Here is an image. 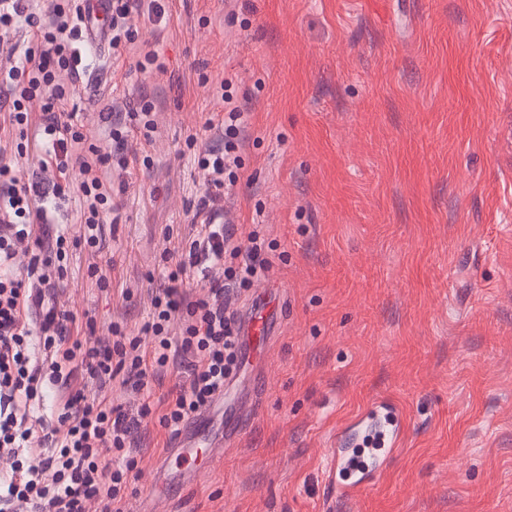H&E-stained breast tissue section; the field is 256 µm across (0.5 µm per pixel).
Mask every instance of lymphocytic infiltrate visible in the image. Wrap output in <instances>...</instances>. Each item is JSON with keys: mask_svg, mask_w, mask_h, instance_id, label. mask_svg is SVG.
Returning <instances> with one entry per match:
<instances>
[{"mask_svg": "<svg viewBox=\"0 0 512 512\" xmlns=\"http://www.w3.org/2000/svg\"><path fill=\"white\" fill-rule=\"evenodd\" d=\"M81 12L75 0H46L37 11L29 0H0V127H31L26 104L42 100L48 137L43 167L55 174L50 184L26 181L16 165L0 162V452L16 459L8 479L0 482V512H14L19 503L28 512H85L90 501L98 502L102 512H124L128 475L136 466L132 430L155 421L179 434L191 416L223 395L239 351L237 316L224 297L267 268L258 235L242 242L227 226L196 225L188 249L164 256L167 285L142 327L154 338L148 350L139 337L122 331L111 345H87L70 312L46 305V293L54 288L66 256V234L52 219L58 200L65 197L63 181L74 171L82 177L79 239L94 253L100 249L111 197L105 178L111 155L86 143L76 113L64 109L70 91L61 77L78 75L82 65L86 29ZM20 22L33 34L22 51L10 39ZM250 121V112L228 95L223 115L205 122L206 128L224 132L223 148L198 158L215 189L208 207H217L225 172L239 164L237 139ZM26 242L35 253L19 273L14 259ZM199 276L207 280V291H189ZM176 313L184 316L185 327L174 339L168 323ZM174 364L187 370L188 383L154 398L153 384ZM81 376L102 387L117 381L143 392L137 414L129 415L104 394L90 397L74 388ZM49 385L67 390L53 430L30 416L31 403L41 401ZM40 430L53 452L38 463H26L27 442Z\"/></svg>", "mask_w": 512, "mask_h": 512, "instance_id": "f902f5d3", "label": "lymphocytic infiltrate"}]
</instances>
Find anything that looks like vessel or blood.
Masks as SVG:
<instances>
[{
  "instance_id": "b4317fda",
  "label": "vessel or blood",
  "mask_w": 512,
  "mask_h": 512,
  "mask_svg": "<svg viewBox=\"0 0 512 512\" xmlns=\"http://www.w3.org/2000/svg\"><path fill=\"white\" fill-rule=\"evenodd\" d=\"M86 4L89 42L104 44L108 34L102 20L110 13V0H86ZM404 436L402 413L383 417L373 407L355 418L348 429L337 431L334 441L338 449L325 471L331 499L349 502L378 479L402 446Z\"/></svg>"
}]
</instances>
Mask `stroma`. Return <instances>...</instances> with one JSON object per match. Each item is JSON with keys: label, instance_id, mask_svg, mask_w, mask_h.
Here are the masks:
<instances>
[{"label": "stroma", "instance_id": "1", "mask_svg": "<svg viewBox=\"0 0 512 512\" xmlns=\"http://www.w3.org/2000/svg\"><path fill=\"white\" fill-rule=\"evenodd\" d=\"M132 50H88L68 100L113 149V103L153 101L113 162L97 257L70 248L55 300L88 343L152 311L164 250L208 190L194 154L220 82L252 119L224 222L265 241L238 317L278 301L265 345L182 434L217 449L194 485L158 423L133 435L126 512H323L338 427L390 401L404 445L345 512H512V0H161ZM195 150H187L188 135ZM97 262L108 287L88 274Z\"/></svg>", "mask_w": 512, "mask_h": 512}]
</instances>
